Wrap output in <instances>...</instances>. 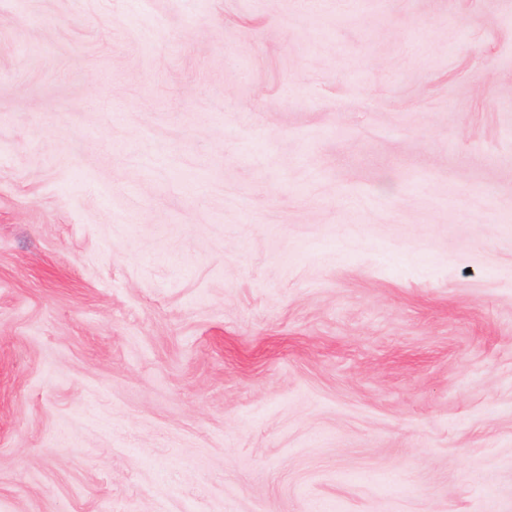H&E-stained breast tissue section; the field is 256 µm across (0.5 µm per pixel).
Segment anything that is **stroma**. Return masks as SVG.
<instances>
[{
    "instance_id": "stroma-1",
    "label": "stroma",
    "mask_w": 512,
    "mask_h": 512,
    "mask_svg": "<svg viewBox=\"0 0 512 512\" xmlns=\"http://www.w3.org/2000/svg\"><path fill=\"white\" fill-rule=\"evenodd\" d=\"M0 512H512V0H0Z\"/></svg>"
}]
</instances>
